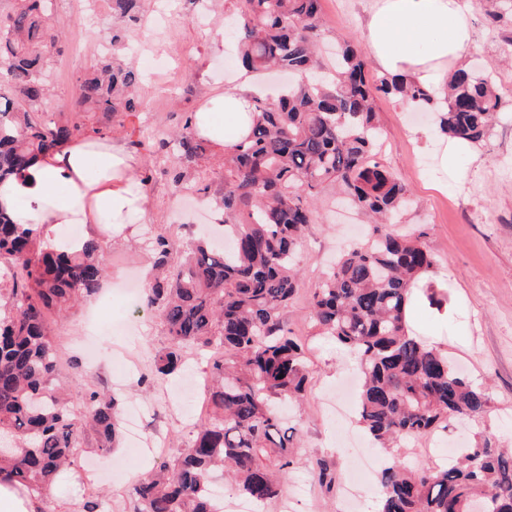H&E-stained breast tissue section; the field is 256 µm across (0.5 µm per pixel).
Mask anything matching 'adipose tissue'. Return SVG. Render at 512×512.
Instances as JSON below:
<instances>
[{"label": "adipose tissue", "instance_id": "obj_1", "mask_svg": "<svg viewBox=\"0 0 512 512\" xmlns=\"http://www.w3.org/2000/svg\"><path fill=\"white\" fill-rule=\"evenodd\" d=\"M362 41L382 73L439 93L449 63L467 54L473 36L465 0H372ZM260 92L248 79L226 86L211 108L195 113L196 134L219 151H232L254 123L252 101ZM138 162L120 141L75 139L1 182L0 203L12 209L17 223L38 227L51 248L71 251L78 244L57 238L59 225L104 222L120 234L148 223L153 202L134 177Z\"/></svg>", "mask_w": 512, "mask_h": 512}]
</instances>
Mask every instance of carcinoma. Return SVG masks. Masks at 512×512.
<instances>
[{"label": "carcinoma", "instance_id": "obj_1", "mask_svg": "<svg viewBox=\"0 0 512 512\" xmlns=\"http://www.w3.org/2000/svg\"><path fill=\"white\" fill-rule=\"evenodd\" d=\"M0 18V181L25 172L41 153L76 139L77 126L44 118L45 58L57 43L47 25L54 0H17ZM486 15L512 54V0H490ZM320 0H239L241 62L301 76L275 102L253 101L250 134L225 154L221 205L228 233L217 246L197 239L173 256L156 238L158 275L146 293L169 343L155 363L175 373L184 354L210 347L209 413L174 464L133 485L128 512H219L212 476L263 508L281 499L296 462L294 433L279 408L300 402L311 380L301 342L284 321L299 289L297 250L314 223L313 199L337 183L372 220L369 238L345 252L314 289L310 320L357 362L358 423L390 451L381 472L378 512H512V450L485 425L475 443L444 467H408L398 448L467 419L478 424L490 396L448 362L441 349L408 334L405 310L418 277L439 260L391 228L411 191L384 163L375 94L440 115L442 130L481 146L503 110L492 76L457 70L444 96L414 83L366 76L360 45L346 41L328 65L320 46ZM138 73L103 64L80 84L79 103L98 112L135 111ZM173 170L200 159L205 141L186 124L157 140ZM102 245L70 252L40 248L39 232L11 221L0 206V259L11 283L0 293V473L41 498L75 458L87 429L97 448L115 447L118 402L98 391L74 395L54 385L57 350L46 314L66 315L99 288Z\"/></svg>", "mask_w": 512, "mask_h": 512}]
</instances>
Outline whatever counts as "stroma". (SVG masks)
Listing matches in <instances>:
<instances>
[{
    "label": "stroma",
    "instance_id": "stroma-1",
    "mask_svg": "<svg viewBox=\"0 0 512 512\" xmlns=\"http://www.w3.org/2000/svg\"><path fill=\"white\" fill-rule=\"evenodd\" d=\"M207 4L204 24L196 18V0H147L133 21L114 15L109 0L93 6L87 0H61L50 20L61 43L47 62L50 93L42 111L51 121L79 126L84 137L98 131L136 142L153 199L149 223L133 225L126 237H113L105 225L98 228L107 268L98 294L66 316H49L59 354L57 379L72 391L107 392L124 408L139 402L163 445L148 451L125 435L106 452L96 447L94 438H86L74 464L60 475L56 496L47 500L44 512H79L94 492L103 512H125L135 480L173 464L206 415V390L190 395L184 383L188 376H204L210 351L187 354L184 375L155 377L154 360L168 345L157 311L143 300L129 304L110 295L131 278L148 286L157 235L167 237L178 253L201 225H217L223 218V154L210 147L203 158L184 165L185 179L178 188L153 161L154 130L182 127L228 81L246 77L236 66L229 27L238 0ZM370 4L321 0V14L332 33L355 39ZM486 8L485 0L468 4L474 41L468 56L494 64V82L505 109L484 147L471 149L443 172L425 138V123L405 104L383 96L377 112L385 136L384 159L413 191L414 202L402 222L408 229L424 230L423 243L439 260L433 285L447 293V314L421 307L420 324L472 381L488 386L491 408L485 421L512 447V62L503 59L500 35L489 28ZM116 29L126 40L113 47L114 58L141 76L136 109L116 115L76 111L79 85L103 60L101 47ZM438 181L443 184L439 190L434 187ZM340 196L335 184L326 185L319 195L317 221L309 225L299 251L301 286L284 313L305 345L312 372L301 413L291 421L300 448L291 476L309 481L312 497L291 501L290 512H341L353 457L363 448L371 468L359 490L358 512H373L379 474L388 458L358 427L354 410L339 416L332 409L331 399L338 397L344 382L355 380V371L334 343L317 335L307 315L308 298L330 262L366 229L365 217L351 205H339ZM317 460L335 470L334 490L314 481L311 464Z\"/></svg>",
    "mask_w": 512,
    "mask_h": 512
}]
</instances>
